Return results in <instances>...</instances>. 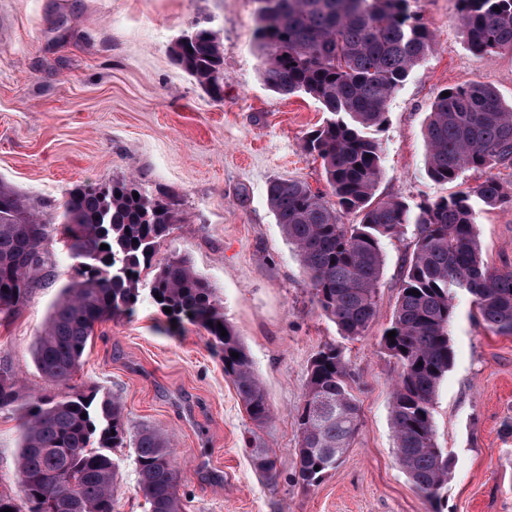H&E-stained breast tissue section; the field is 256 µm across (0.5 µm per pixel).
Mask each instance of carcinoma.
<instances>
[{
	"label": "carcinoma",
	"instance_id": "carcinoma-1",
	"mask_svg": "<svg viewBox=\"0 0 512 512\" xmlns=\"http://www.w3.org/2000/svg\"><path fill=\"white\" fill-rule=\"evenodd\" d=\"M407 2L255 0V48L270 90L306 94L327 114L304 147L321 158L336 201L292 179L269 181L267 201L307 274L314 301L342 336L364 335L377 308L383 243L413 228L415 247L389 327L396 335L382 336L381 346L400 367L390 400L396 461L414 488L432 499L455 468L436 441L432 406L454 362L448 328L458 293L472 298L489 332L512 336V270L485 262L475 227L476 207L496 208L512 196L489 175L466 191L413 207L393 199L372 202L383 149L371 130L383 125L392 96L432 49L428 27L408 12ZM455 2L473 48L512 51V0ZM171 54L200 87L223 97L224 43L207 20L196 21L189 40ZM447 92L435 96L424 129L427 176L452 184L469 170L512 165V104L482 82ZM62 209L60 235L82 267L35 339L41 374L67 386L95 327L132 316L146 294L167 322L204 331L252 425L265 427L273 418L265 387L209 281L179 255L153 264L159 244L182 222L178 201L155 197L138 180L122 178L69 190ZM351 212L362 215L359 223L343 222ZM53 239L34 206L0 181L1 319L26 303L34 277L47 267ZM102 244L108 249H100ZM153 265L156 273L145 288L142 272ZM349 378L348 363L334 344L319 350L308 367L295 472L304 488L336 469L358 433L359 408ZM1 410L17 412L20 421L21 499L1 494L0 512H21L24 506L28 512H117L119 467L112 450L129 444L136 491L149 512H183L171 440L154 428H132L119 397L101 396L94 388L25 396L20 379L3 370ZM250 458L262 478L276 477L277 460L269 449L252 448Z\"/></svg>",
	"mask_w": 512,
	"mask_h": 512
}]
</instances>
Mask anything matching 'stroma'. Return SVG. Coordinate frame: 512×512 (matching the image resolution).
<instances>
[{"mask_svg":"<svg viewBox=\"0 0 512 512\" xmlns=\"http://www.w3.org/2000/svg\"><path fill=\"white\" fill-rule=\"evenodd\" d=\"M408 3L433 46L375 133L384 169L375 196L414 205L484 180L474 170L454 186L429 179L423 130L448 87L480 81L511 102L512 53L472 48L455 0ZM255 10L254 0H0V180L52 227L63 220L65 192L83 183L133 177L151 194L176 197L185 221L158 254L186 257L241 336L275 413L256 440L276 454L277 476L255 472L244 449L250 422L203 331L170 328L150 300L96 327L70 388L118 395L131 426L171 438L184 512H512V336L487 331L470 298H458L448 329L454 363L433 410L437 442L456 465L431 502L395 458L389 404L399 367L380 345L412 233L384 243L378 306L362 337L344 339L314 302L266 187L287 178L328 192L321 159L304 149L325 114L310 96L284 97L261 80ZM204 17L224 43L220 100L170 55ZM476 231L485 261L512 269V205L479 210ZM72 265L52 243L49 276L0 320V368L21 378L24 394L55 390L32 346ZM327 344L344 352L361 426L342 463L305 490L295 482L297 415L310 361ZM19 443L14 415L0 414V494L18 493Z\"/></svg>","mask_w":512,"mask_h":512,"instance_id":"1","label":"stroma"}]
</instances>
